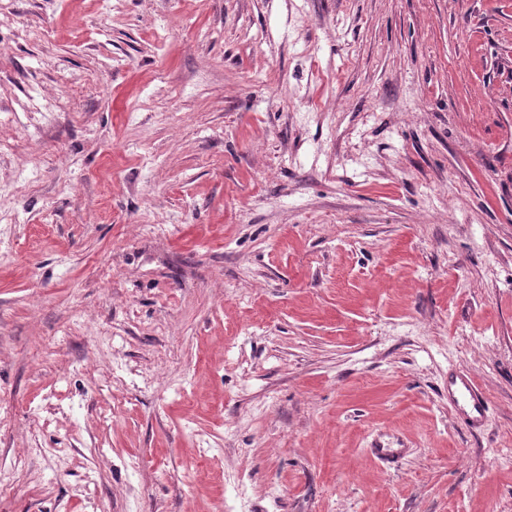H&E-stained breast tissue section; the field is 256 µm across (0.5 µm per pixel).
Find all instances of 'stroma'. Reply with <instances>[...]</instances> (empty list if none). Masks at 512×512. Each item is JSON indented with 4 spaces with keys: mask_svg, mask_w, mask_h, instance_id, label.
<instances>
[{
    "mask_svg": "<svg viewBox=\"0 0 512 512\" xmlns=\"http://www.w3.org/2000/svg\"><path fill=\"white\" fill-rule=\"evenodd\" d=\"M0 416V512H512V0H0ZM448 402L459 419L471 429L480 428L489 410V401L467 373L448 377Z\"/></svg>",
    "mask_w": 512,
    "mask_h": 512,
    "instance_id": "1",
    "label": "stroma"
}]
</instances>
